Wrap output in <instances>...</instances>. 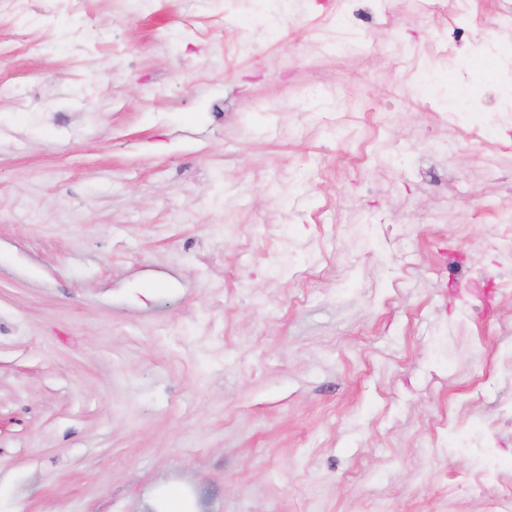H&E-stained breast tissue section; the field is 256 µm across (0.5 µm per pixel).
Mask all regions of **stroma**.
<instances>
[{
  "instance_id": "35a3bbf8",
  "label": "stroma",
  "mask_w": 512,
  "mask_h": 512,
  "mask_svg": "<svg viewBox=\"0 0 512 512\" xmlns=\"http://www.w3.org/2000/svg\"><path fill=\"white\" fill-rule=\"evenodd\" d=\"M394 5L0 8V512H505L512 294L437 257L512 246V24Z\"/></svg>"
}]
</instances>
